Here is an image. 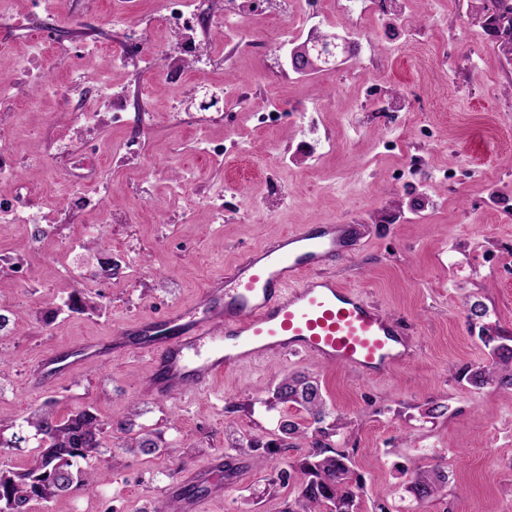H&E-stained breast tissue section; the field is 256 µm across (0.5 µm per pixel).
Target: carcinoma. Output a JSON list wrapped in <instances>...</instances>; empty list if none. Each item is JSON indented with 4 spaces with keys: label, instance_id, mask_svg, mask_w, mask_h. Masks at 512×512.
I'll return each instance as SVG.
<instances>
[{
    "label": "carcinoma",
    "instance_id": "carcinoma-1",
    "mask_svg": "<svg viewBox=\"0 0 512 512\" xmlns=\"http://www.w3.org/2000/svg\"><path fill=\"white\" fill-rule=\"evenodd\" d=\"M70 312L94 311L98 306L72 293L64 302ZM479 339L489 348V359L467 368L460 378L473 388L493 385L506 394L512 393V336H502L488 327ZM272 398L277 404H291L305 412L317 424L311 433L286 416L279 421L277 450L296 447L294 441L311 439L312 448L298 459L295 468L304 476L297 495L286 503L283 512H359L363 485L353 468L348 453L334 448L331 438L344 429L347 422L340 416L330 417L322 387L318 380L306 375H286L275 386ZM49 401L22 417L20 431L6 439L0 435V447L22 449L31 433L39 440L36 452L20 470L0 468V512H26L32 501L50 503L69 493L76 484L91 486L98 479L91 467H82L107 450L103 444L106 429H111L116 447L139 455H153L163 444L161 432L141 430L131 433L132 420L106 423L91 406L78 408L60 417ZM448 476L435 467L417 468L405 491L414 501L425 503L447 492Z\"/></svg>",
    "mask_w": 512,
    "mask_h": 512
}]
</instances>
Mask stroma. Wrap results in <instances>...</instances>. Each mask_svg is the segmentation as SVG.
Segmentation results:
<instances>
[{"instance_id":"obj_1","label":"stroma","mask_w":512,"mask_h":512,"mask_svg":"<svg viewBox=\"0 0 512 512\" xmlns=\"http://www.w3.org/2000/svg\"><path fill=\"white\" fill-rule=\"evenodd\" d=\"M482 3L406 0L405 15L391 11L358 30L349 19L328 20L321 31L357 30L358 53L307 76L283 71L271 40L241 48L242 28L227 25L211 67L190 83L178 73L188 46L156 28L163 0H51L58 28L38 73L74 76L81 111L96 107L98 80L111 79L124 91L128 124L81 130L72 148H61L51 121L56 100L33 93L30 75L11 89L28 107L0 114L19 171L0 181V195L35 187L43 213L37 226L0 223V307L9 318L0 336V424L49 399L61 416L90 404L102 420L161 429L165 448L153 456L112 449L91 461L100 483L31 502L28 512H153L173 476L229 454L237 439L275 440L282 415L306 422L293 406L267 404L279 380L296 373L315 376L331 414L348 422L333 443L362 479L360 512L381 503L401 512H512V398L459 379L486 360L471 325L474 304L486 306L485 324L512 336V63L477 23ZM149 32L164 64L147 71L110 64L99 47ZM198 84L223 87L225 112L187 107ZM399 98L421 114L416 127L391 111ZM280 100L293 116L261 131L258 109ZM207 138L223 141L226 159L202 153ZM90 144L111 167L79 166ZM218 189L220 216L207 207ZM344 220L357 230L323 272L404 325L414 349L406 365L366 378L307 356H270L237 364L211 389L156 402L138 391L147 357L120 354L37 386L34 368L46 354L192 305L247 250ZM86 226L101 232L96 250ZM98 251L118 264L112 278L99 276ZM8 257L28 266L26 283L13 279ZM78 288L98 296L100 312L39 321V311ZM136 401L142 413L134 417ZM434 401L448 412L428 416ZM306 452L274 454L267 469L239 456L223 499L204 500L200 512H283L301 475L270 493V471ZM441 462L447 495L415 506L403 491L410 472Z\"/></svg>"}]
</instances>
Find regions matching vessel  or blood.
I'll return each instance as SVG.
<instances>
[{
	"label": "vessel or blood",
	"mask_w": 512,
	"mask_h": 512,
	"mask_svg": "<svg viewBox=\"0 0 512 512\" xmlns=\"http://www.w3.org/2000/svg\"><path fill=\"white\" fill-rule=\"evenodd\" d=\"M348 230L341 223L304 226L249 250L206 284L194 306L125 325L108 345L87 341L48 354L40 380L110 364L116 353L148 357L141 390L152 398L209 388L224 370L271 355H311L365 377L385 375L411 356L404 328L361 291L322 272L341 253ZM226 471L219 455L188 475L179 485L180 512H200L195 487L223 497Z\"/></svg>",
	"instance_id": "obj_1"
}]
</instances>
